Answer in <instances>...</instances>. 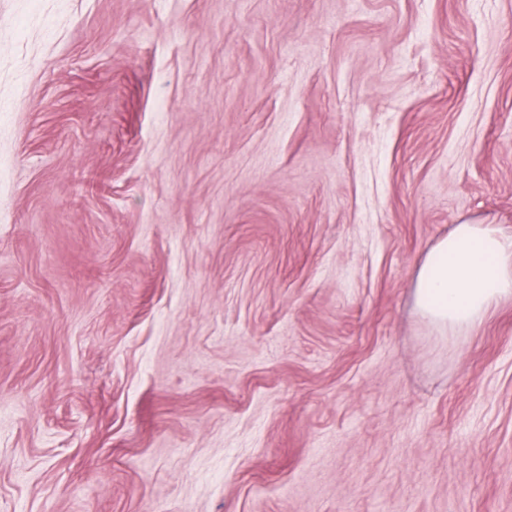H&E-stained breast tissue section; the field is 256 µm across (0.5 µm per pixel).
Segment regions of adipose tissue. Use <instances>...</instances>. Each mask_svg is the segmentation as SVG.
I'll return each instance as SVG.
<instances>
[{
	"instance_id": "1",
	"label": "adipose tissue",
	"mask_w": 512,
	"mask_h": 512,
	"mask_svg": "<svg viewBox=\"0 0 512 512\" xmlns=\"http://www.w3.org/2000/svg\"><path fill=\"white\" fill-rule=\"evenodd\" d=\"M512 296V238L479 224L456 225L429 251L415 279L417 313L442 331L467 333Z\"/></svg>"
}]
</instances>
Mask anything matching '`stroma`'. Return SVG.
I'll return each instance as SVG.
<instances>
[{"label": "stroma", "mask_w": 512, "mask_h": 512, "mask_svg": "<svg viewBox=\"0 0 512 512\" xmlns=\"http://www.w3.org/2000/svg\"><path fill=\"white\" fill-rule=\"evenodd\" d=\"M512 0H0V512H512ZM512 296V238L458 224L429 251L415 279L417 313L440 331L468 333Z\"/></svg>", "instance_id": "1"}]
</instances>
